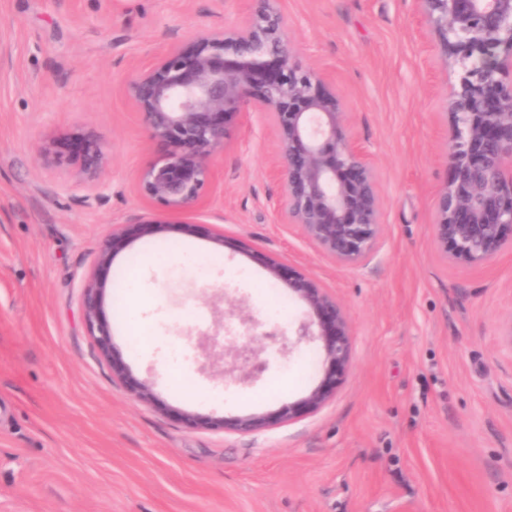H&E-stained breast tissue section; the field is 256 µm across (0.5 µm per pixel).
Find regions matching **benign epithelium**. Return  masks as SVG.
<instances>
[{
	"label": "benign epithelium",
	"instance_id": "7a95c632",
	"mask_svg": "<svg viewBox=\"0 0 512 512\" xmlns=\"http://www.w3.org/2000/svg\"><path fill=\"white\" fill-rule=\"evenodd\" d=\"M442 55L462 67L448 105L453 132L448 143L450 178L435 202L431 225L439 257L481 266L512 248V0H419ZM141 114L149 142L160 149L139 176L140 195L172 212H195L212 180L213 155L224 147L230 125L246 109L266 113L279 133L277 172L283 181L290 223L323 254L345 266L366 262L382 235L374 170L352 142L344 104L320 75L301 68L285 35V18L271 0H256L237 27L204 30L188 48L172 45L132 69L125 82ZM42 158L78 163V174L94 181L104 164L93 134L78 144L75 157L37 147ZM161 219L137 223L141 236L169 233ZM129 246L125 229L112 230L98 253L107 269ZM269 274L283 281L307 306L297 341L321 343L322 380L302 399L275 414L200 416L182 414L190 427L251 433L313 414L336 396L351 363L352 325L334 297L304 274L266 257ZM84 321L112 366V375L139 400L156 399L153 386L133 376L115 355L112 332L103 319L106 284L98 276L82 285ZM222 325L209 335L208 355L233 356L230 371L259 373L253 350L234 344Z\"/></svg>",
	"mask_w": 512,
	"mask_h": 512
}]
</instances>
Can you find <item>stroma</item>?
<instances>
[{
	"instance_id": "1",
	"label": "stroma",
	"mask_w": 512,
	"mask_h": 512,
	"mask_svg": "<svg viewBox=\"0 0 512 512\" xmlns=\"http://www.w3.org/2000/svg\"><path fill=\"white\" fill-rule=\"evenodd\" d=\"M252 5L0 0V512H512V250L479 267L436 255L460 67L441 60L418 0L275 2L297 63L333 81L376 172L383 232L366 264H336L289 223L278 132L251 108L196 213L139 195L155 153L128 70ZM92 130L99 182L35 151L68 152ZM149 217L177 228L132 237L97 271L113 228ZM260 253L342 305L351 367L318 413L253 433L187 426L185 411L275 412L320 380V344L288 343L307 307ZM95 271L113 343L155 403L113 378L86 330ZM239 311L280 332L250 341L264 369L241 381L202 349Z\"/></svg>"
}]
</instances>
